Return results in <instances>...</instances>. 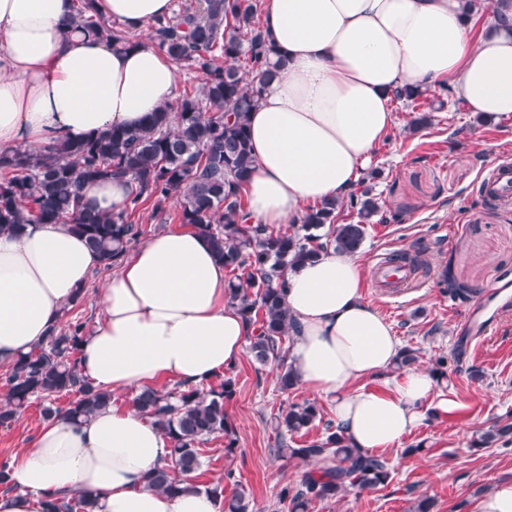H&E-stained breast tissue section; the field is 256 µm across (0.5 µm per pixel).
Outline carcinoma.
I'll return each mask as SVG.
<instances>
[{
    "instance_id": "carcinoma-1",
    "label": "carcinoma",
    "mask_w": 512,
    "mask_h": 512,
    "mask_svg": "<svg viewBox=\"0 0 512 512\" xmlns=\"http://www.w3.org/2000/svg\"><path fill=\"white\" fill-rule=\"evenodd\" d=\"M74 28L105 36L122 48L135 35L114 29L89 10L88 0H74ZM157 47L173 62L188 64L202 74L198 91L184 93L135 128L114 127L87 141L53 143L39 150L17 147L0 153V234L15 233L25 224H64L85 238L98 254L102 269L110 270L128 246L146 233L135 220L143 206L164 210L169 199L182 196L175 214L178 223L205 235L216 258L234 273L228 298L248 321L252 332L249 351L261 366L278 371L279 389L298 384L293 362L282 340L296 325L285 303V273L298 264L334 252L356 254L367 234V224L380 208L369 181L340 200H325L308 209L302 223L286 231L263 224H244L242 186L254 165L247 127L248 113L260 103L269 83L282 67L257 21V0H198L152 24ZM253 75L245 83L238 62ZM420 90L403 87L395 98L416 112L410 121L415 131L432 124L431 112L416 109ZM120 176L130 183L129 205L119 212L89 210L83 205L85 186ZM356 213L357 221L337 223L342 209ZM86 323L70 320L52 331L44 345L19 357L6 378L0 400V427L10 426L34 398L72 399L65 408L47 406L44 417L65 416L86 421L112 403V395L96 390L78 375L75 355ZM237 393L235 378L224 376L205 388L178 387L164 392L146 388L132 405L160 427L171 444V463L147 475L153 488L177 495L181 479L173 473L193 474L202 466V445L224 436V451L237 448L236 426L225 410ZM322 421L315 402L290 403L277 417L281 430L277 454L310 463L330 456L334 465L319 473L310 469L296 486H283L279 502L287 512H309L311 504L340 498L350 490H375L391 477L388 459L351 445L343 430L324 423L325 436L298 441ZM512 444V417L500 418L472 440L473 448ZM220 512H251L242 492L224 497L220 486L204 487ZM98 500L77 491L65 500L50 497L42 512H96Z\"/></svg>"
}]
</instances>
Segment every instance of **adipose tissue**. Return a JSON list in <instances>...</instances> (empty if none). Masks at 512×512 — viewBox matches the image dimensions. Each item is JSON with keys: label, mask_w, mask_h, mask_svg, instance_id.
Wrapping results in <instances>:
<instances>
[{"label": "adipose tissue", "mask_w": 512, "mask_h": 512, "mask_svg": "<svg viewBox=\"0 0 512 512\" xmlns=\"http://www.w3.org/2000/svg\"><path fill=\"white\" fill-rule=\"evenodd\" d=\"M92 8L139 40L116 50L75 30L73 0H0V152L136 126L172 101L173 63L146 35L172 0H92ZM474 23L469 0H263L283 66L248 118L251 223L298 224L308 207L342 198L396 127L398 88L449 86L470 112L512 116V27L490 16L477 33ZM129 191L127 180L99 181L84 202L117 212ZM99 267L97 253L62 225L0 234V366L60 327ZM286 277L299 381L332 397L355 447H398L428 409L452 406L423 370L400 374L384 392L361 388L393 366L401 343L363 299L358 256L332 252ZM98 305L77 371L113 394L168 381L205 387L242 360L251 332L228 299L223 262L190 226L121 257ZM170 454L161 430L131 407L111 404L78 423L56 417L8 461L12 489L0 490V512H41L46 497L78 490L97 495L98 512H218L190 479L175 496L149 486L147 473Z\"/></svg>", "instance_id": "adipose-tissue-1"}]
</instances>
